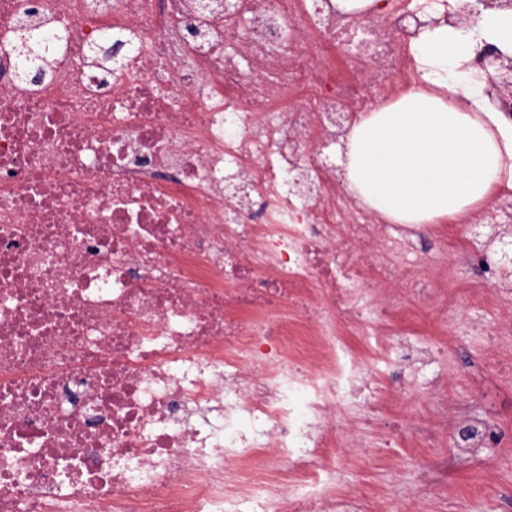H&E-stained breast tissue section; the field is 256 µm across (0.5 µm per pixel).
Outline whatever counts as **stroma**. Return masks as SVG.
<instances>
[{
  "label": "stroma",
  "mask_w": 512,
  "mask_h": 512,
  "mask_svg": "<svg viewBox=\"0 0 512 512\" xmlns=\"http://www.w3.org/2000/svg\"><path fill=\"white\" fill-rule=\"evenodd\" d=\"M510 209L512 200L495 197L468 220L447 221L448 251L440 263L456 265L454 334L443 333L439 298L398 314L396 339L418 354L405 371L412 388L398 405L375 402L369 390L358 400L377 417L361 436L367 454L337 463L336 489L374 496L377 512H512V346L489 344L512 321V265L500 252L501 236L512 232L503 217ZM475 254L495 267L494 279L472 262ZM442 380L448 383L444 414L428 400L430 386ZM401 409L427 419L436 435L432 444L406 433L400 447H383L381 432ZM474 413L496 427L497 442L458 453L464 418Z\"/></svg>",
  "instance_id": "stroma-1"
}]
</instances>
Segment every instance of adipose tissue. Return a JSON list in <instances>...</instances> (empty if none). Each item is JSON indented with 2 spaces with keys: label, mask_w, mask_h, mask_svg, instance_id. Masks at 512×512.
<instances>
[{
  "label": "adipose tissue",
  "mask_w": 512,
  "mask_h": 512,
  "mask_svg": "<svg viewBox=\"0 0 512 512\" xmlns=\"http://www.w3.org/2000/svg\"><path fill=\"white\" fill-rule=\"evenodd\" d=\"M486 43L512 57V9L420 28L410 44L419 85L361 113L345 139V187L361 208L391 224H435L512 191V114L465 68Z\"/></svg>",
  "instance_id": "adipose-tissue-1"
}]
</instances>
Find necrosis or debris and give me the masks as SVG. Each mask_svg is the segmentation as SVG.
<instances>
[{
	"label": "necrosis or debris",
	"mask_w": 512,
	"mask_h": 512,
	"mask_svg": "<svg viewBox=\"0 0 512 512\" xmlns=\"http://www.w3.org/2000/svg\"><path fill=\"white\" fill-rule=\"evenodd\" d=\"M415 13L0 0V512H372L336 456L437 258L303 146L411 82ZM23 27L66 36L35 86Z\"/></svg>",
	"instance_id": "obj_1"
}]
</instances>
